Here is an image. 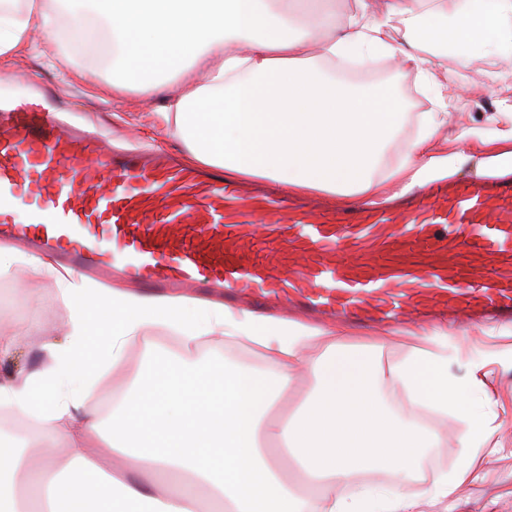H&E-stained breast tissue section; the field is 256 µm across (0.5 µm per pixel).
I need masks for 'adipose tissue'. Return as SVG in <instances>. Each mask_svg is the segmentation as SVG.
Wrapping results in <instances>:
<instances>
[{"instance_id":"obj_1","label":"adipose tissue","mask_w":512,"mask_h":512,"mask_svg":"<svg viewBox=\"0 0 512 512\" xmlns=\"http://www.w3.org/2000/svg\"><path fill=\"white\" fill-rule=\"evenodd\" d=\"M319 3L0 0V60L92 54L107 36L114 93H157L179 81L154 119L194 164L350 204L376 203L387 183L404 194L442 162L431 146L441 113H425L410 152L384 170L403 102L384 83L368 94L343 92L337 65L389 61L430 85L436 53L483 50L512 67V0H461L454 13L437 0H391L380 11L352 0L340 18ZM17 265L33 279L54 276L68 325L63 342L44 345L42 368L0 381V411L38 420L67 460L52 449L35 465L1 439L0 512H421L402 486L357 481L384 464L410 478L409 449L434 445L425 430L376 403L386 381L464 425L459 442L469 454L438 481L432 503L453 512L458 487L479 476L471 451L492 435L476 409L483 383L453 380L435 337L386 373L373 354L351 349L342 325L138 296L0 248V274ZM158 327L185 348L215 334L245 339L264 350L270 368L256 375L160 353L138 366L101 420L90 407L100 352L109 353L112 372H124L126 343ZM301 368L313 386L294 415L276 413ZM292 461L303 472L301 494L282 477Z\"/></svg>"}]
</instances>
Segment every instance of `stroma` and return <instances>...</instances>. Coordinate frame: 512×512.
<instances>
[{
  "label": "stroma",
  "mask_w": 512,
  "mask_h": 512,
  "mask_svg": "<svg viewBox=\"0 0 512 512\" xmlns=\"http://www.w3.org/2000/svg\"><path fill=\"white\" fill-rule=\"evenodd\" d=\"M378 68L386 78L396 79L407 112L403 130L385 157V166L390 169L399 163L414 140L419 113L432 111L434 105L414 76L395 78L393 70L383 62ZM430 68L443 98L452 105L448 123L438 133L435 146L437 153L448 156L445 176L474 179L500 169L497 157L507 151L508 145L499 141L498 136L512 129V68L504 67L496 54L487 52L436 57ZM111 72L106 63L81 56L72 60L60 58L48 66L35 55L23 54L0 61V76L9 79L8 84L0 86V102L27 94L36 85L49 91L64 107L68 123L99 132L113 149L137 150L150 142L182 153V145L153 119L154 112L164 103L162 95L136 90L113 95L108 85ZM462 128L470 133L469 145L463 150L453 143ZM16 286V292L0 294V324L10 325L23 315L40 326L42 332L22 337L9 354L0 356V379L41 367L43 343L48 339L62 341L68 321V312L53 279L20 278ZM350 330L355 336L371 332L385 338L386 344L378 355L384 369L405 359L415 337L432 334L448 337V373L452 378L468 379L476 367H484L488 388L501 398L503 405L490 418L493 434L488 448L477 451L483 460L481 476L457 489L455 512H512V325L489 318L476 326L464 321L452 328L443 324L422 327L405 323L370 331L354 324ZM124 351L128 364L134 367L154 352L178 355L182 349L176 335L160 328L130 341ZM195 358L200 362L223 359L254 372L269 367L266 359L249 345L224 336L201 338ZM380 398L398 419L419 423L438 439L439 445L424 449L417 463L419 474L414 479L401 482L393 470L384 466L374 470L372 483L378 487L403 484L409 494L423 501L424 512H437L428 503L429 491L442 475L454 469L461 453L458 437L463 425L453 416L414 408L401 389L389 385L382 387Z\"/></svg>",
  "instance_id": "obj_1"
}]
</instances>
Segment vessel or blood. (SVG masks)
Here are the masks:
<instances>
[{"label":"vessel or blood","instance_id":"vessel-or-blood-1","mask_svg":"<svg viewBox=\"0 0 512 512\" xmlns=\"http://www.w3.org/2000/svg\"><path fill=\"white\" fill-rule=\"evenodd\" d=\"M26 197L37 211L22 224ZM0 240L148 291L204 282L256 311L288 299L372 323L512 321V174L395 205H292L164 154L112 152L24 99L0 108Z\"/></svg>","mask_w":512,"mask_h":512}]
</instances>
